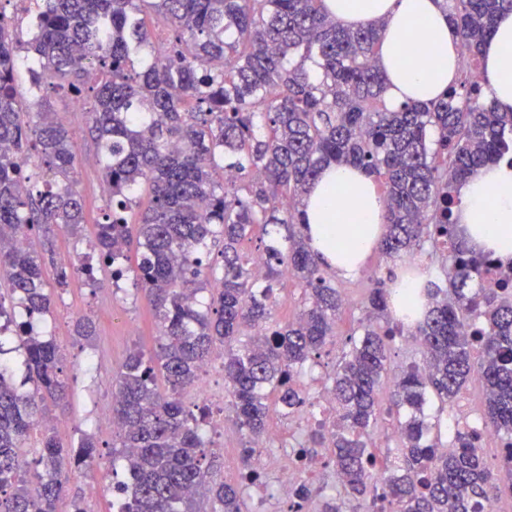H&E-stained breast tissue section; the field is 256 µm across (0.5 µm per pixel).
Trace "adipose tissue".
I'll return each mask as SVG.
<instances>
[{"instance_id":"adipose-tissue-1","label":"adipose tissue","mask_w":512,"mask_h":512,"mask_svg":"<svg viewBox=\"0 0 512 512\" xmlns=\"http://www.w3.org/2000/svg\"><path fill=\"white\" fill-rule=\"evenodd\" d=\"M347 26L385 20L380 66L387 77L389 109L437 98L452 83L461 62L441 0H325ZM487 99L512 112V12L500 14L481 52ZM306 221L313 247L336 271L351 277L380 243L386 222L384 201L374 181L351 166L326 167L306 197ZM472 244L512 260V165L491 164L468 178L455 211Z\"/></svg>"}]
</instances>
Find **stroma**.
<instances>
[{"label": "stroma", "instance_id": "stroma-1", "mask_svg": "<svg viewBox=\"0 0 512 512\" xmlns=\"http://www.w3.org/2000/svg\"><path fill=\"white\" fill-rule=\"evenodd\" d=\"M68 129L76 146L75 188L85 205L87 226H94L101 218L109 193L97 161V146L90 138L84 118L69 122ZM84 244L66 229L55 232L52 249L46 256L45 286L53 291V337L66 357L69 382L65 411L49 410L52 422L66 423L57 438L71 446L83 435H91L102 453L112 451V435L94 422L96 409L108 408L112 402L113 375L134 348L152 352L158 343V327L154 311L142 291L136 290L132 280L113 285L110 272H102L97 285H89L81 275H72L68 288L55 289L56 270L65 256L83 249ZM378 253H371L363 270L351 278H337L336 283L349 297V304L336 322V337L322 351L312 371L317 383H324L341 355L344 338L350 325L360 316V306L370 287L372 271L384 266ZM86 316L93 320L96 332L90 339L75 336L74 322ZM224 424L234 437L226 442L215 462L218 474L225 481L238 482L243 470L242 448L246 439L237 432L232 407L224 409ZM111 463H104L100 474L72 475L63 497L57 503V512H73L81 505L83 512H112Z\"/></svg>", "mask_w": 512, "mask_h": 512}]
</instances>
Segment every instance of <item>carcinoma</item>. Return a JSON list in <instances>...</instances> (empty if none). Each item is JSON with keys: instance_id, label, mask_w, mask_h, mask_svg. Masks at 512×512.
I'll return each mask as SVG.
<instances>
[{"instance_id": "carcinoma-1", "label": "carcinoma", "mask_w": 512, "mask_h": 512, "mask_svg": "<svg viewBox=\"0 0 512 512\" xmlns=\"http://www.w3.org/2000/svg\"><path fill=\"white\" fill-rule=\"evenodd\" d=\"M443 5L464 49L456 80L436 100L396 110L383 99L382 24L346 27L324 0H30L22 49L0 5V318L14 325L0 355L18 344L33 384L19 391L0 366V512H55L69 475L102 465L91 437L66 448L34 425L46 400L63 399L67 376L60 348L34 333L53 315L44 257L17 240L46 237L54 226L78 236L85 224L76 148L47 109V87L83 101L110 189L90 251L57 270V287L74 273L95 285L106 269L122 279L135 235V285L161 326L153 352L134 351L114 378L112 415L122 429L112 471L120 465L125 473L114 512H200L202 488L212 512H247L242 483L215 478L205 411L191 412L181 395L212 353L224 351V389L247 438L251 479L269 397L284 414L309 405L300 378L344 305L335 273L303 230L305 196L330 165L383 177L379 250L395 262L427 246L441 275L422 290L420 319L411 308L403 320L393 316L394 268L375 279L328 376L336 420L311 431L305 448L324 451L336 484H303L293 497L316 499L320 512H491L500 493H512V277L496 288L467 287L494 260L473 251L453 220L456 185L512 154V112L496 111L471 77L512 0ZM158 26L169 35L157 36ZM21 69L32 76L29 102L17 90ZM23 155L38 165L22 166ZM144 184L148 207L136 213ZM257 226L260 281L255 256L244 252ZM285 271L305 303L296 321L281 324L273 307ZM206 290L209 303L191 302ZM410 336L423 362L394 378L384 408L378 393L390 351ZM475 371L484 427L507 440L494 462L479 448V430L442 429V414ZM383 422L398 433L394 459L375 446ZM35 431L42 472L31 487L19 467L22 441Z\"/></svg>"}]
</instances>
